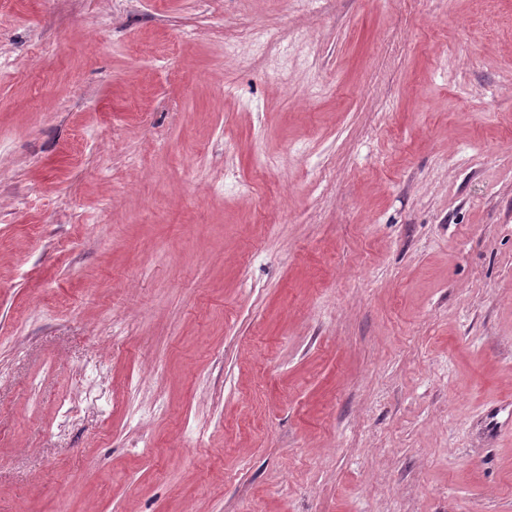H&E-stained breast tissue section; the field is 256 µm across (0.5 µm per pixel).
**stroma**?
Instances as JSON below:
<instances>
[{
  "mask_svg": "<svg viewBox=\"0 0 512 512\" xmlns=\"http://www.w3.org/2000/svg\"><path fill=\"white\" fill-rule=\"evenodd\" d=\"M0 512H512V0H0Z\"/></svg>",
  "mask_w": 512,
  "mask_h": 512,
  "instance_id": "stroma-1",
  "label": "stroma"
}]
</instances>
